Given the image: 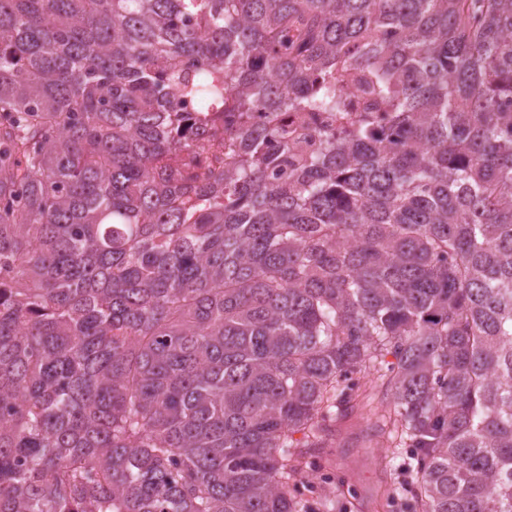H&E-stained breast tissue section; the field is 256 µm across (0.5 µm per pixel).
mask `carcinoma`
<instances>
[{
    "label": "carcinoma",
    "mask_w": 512,
    "mask_h": 512,
    "mask_svg": "<svg viewBox=\"0 0 512 512\" xmlns=\"http://www.w3.org/2000/svg\"><path fill=\"white\" fill-rule=\"evenodd\" d=\"M370 372L405 512H512V0H0V512H320ZM367 113L381 125L386 124L385 112H344V118L339 116L340 112H288V116L283 115L281 121L288 124V127L300 128L316 141L328 133H335L336 139H340L343 137L346 119H355Z\"/></svg>",
    "instance_id": "cac0c4a2"
}]
</instances>
